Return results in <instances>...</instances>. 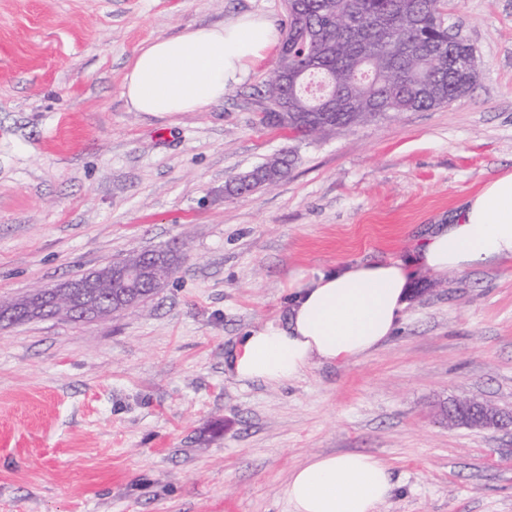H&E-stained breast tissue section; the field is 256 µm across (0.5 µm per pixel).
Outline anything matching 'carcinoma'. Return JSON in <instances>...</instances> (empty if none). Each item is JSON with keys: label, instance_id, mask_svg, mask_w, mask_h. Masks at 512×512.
<instances>
[{"label": "carcinoma", "instance_id": "obj_1", "mask_svg": "<svg viewBox=\"0 0 512 512\" xmlns=\"http://www.w3.org/2000/svg\"><path fill=\"white\" fill-rule=\"evenodd\" d=\"M446 0H288L283 54L264 91V111L278 113L268 125L307 136L336 131L396 112L441 108L466 96L476 79L473 49L448 41ZM458 63L448 65V54ZM288 67V83L279 71ZM305 69L330 75L334 96L306 92ZM288 153L252 170L249 182L224 184L228 197L250 194L288 176ZM157 254L158 283L139 289L145 302L164 286L184 257L166 246Z\"/></svg>", "mask_w": 512, "mask_h": 512}]
</instances>
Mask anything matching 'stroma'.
Listing matches in <instances>:
<instances>
[{
    "mask_svg": "<svg viewBox=\"0 0 512 512\" xmlns=\"http://www.w3.org/2000/svg\"><path fill=\"white\" fill-rule=\"evenodd\" d=\"M246 13L288 24L284 0H0V296L186 252L135 310L0 328V512H289L290 472L346 451L390 467L376 512H512V432L443 417L465 399L512 410V263L422 276L361 359L284 386L227 367L300 276L401 257L512 172V0H448L478 75L442 108L268 128L275 48L207 111H129L143 42ZM282 152L284 180L225 197Z\"/></svg>",
    "mask_w": 512,
    "mask_h": 512,
    "instance_id": "stroma-1",
    "label": "stroma"
}]
</instances>
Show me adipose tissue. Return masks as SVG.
Wrapping results in <instances>:
<instances>
[{"label": "adipose tissue", "instance_id": "adipose-tissue-1", "mask_svg": "<svg viewBox=\"0 0 512 512\" xmlns=\"http://www.w3.org/2000/svg\"><path fill=\"white\" fill-rule=\"evenodd\" d=\"M273 22L245 14L136 51L122 83L133 112H203L276 45ZM512 262V172L468 196L449 222L431 227L401 259L339 262L293 288L285 322L249 329L229 358L237 380L281 385L314 366L346 364L378 349L399 327L422 273L467 272ZM393 488L378 456L315 455L292 470L291 512H375Z\"/></svg>", "mask_w": 512, "mask_h": 512}]
</instances>
